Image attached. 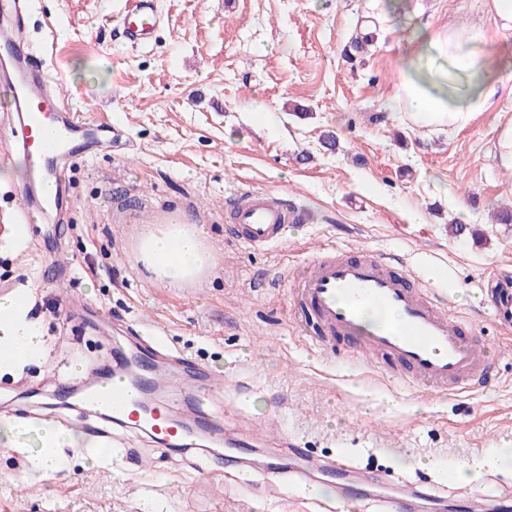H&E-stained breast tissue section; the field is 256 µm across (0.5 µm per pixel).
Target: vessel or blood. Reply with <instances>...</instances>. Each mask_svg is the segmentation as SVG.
I'll use <instances>...</instances> for the list:
<instances>
[{
	"label": "vessel or blood",
	"mask_w": 512,
	"mask_h": 512,
	"mask_svg": "<svg viewBox=\"0 0 512 512\" xmlns=\"http://www.w3.org/2000/svg\"><path fill=\"white\" fill-rule=\"evenodd\" d=\"M26 9L27 0H0V58L6 63L0 71V97L14 114L10 148L24 156L30 174L11 229L26 235L31 251L36 247L28 237L31 212H38L48 224L68 204L64 187L57 186L49 195L41 194V187L55 183L62 162L96 157L103 148L121 144L126 132L121 125L92 120L75 109L47 69L33 65L34 55H47L48 50L22 49L20 23ZM158 26L155 0H133L122 18V37L132 46L144 47ZM234 219L243 242L264 250L280 241L288 224L302 222L303 214L269 195L251 194L237 203ZM296 293L316 313L325 335L346 338L365 353L391 359L408 372V384L440 393L462 392L492 378L493 362L483 344L434 297L414 288L409 273L396 271L388 258L361 253L318 259L304 270ZM493 294L497 322L512 326V289L497 288ZM370 308L390 312L391 317L367 324L364 316ZM171 377L157 364L149 366L137 383L123 373L105 381L95 375L88 379L81 402L91 412L144 429L164 442L186 445L190 437L173 418L170 404L156 400L170 389ZM325 472L340 476L339 489L346 498L358 496L369 483L346 458L306 455L302 475ZM423 496L420 486H405L397 496L381 499L380 512H412Z\"/></svg>",
	"instance_id": "obj_1"
}]
</instances>
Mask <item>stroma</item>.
I'll list each match as a JSON object with an SVG mask.
<instances>
[{
	"mask_svg": "<svg viewBox=\"0 0 512 512\" xmlns=\"http://www.w3.org/2000/svg\"><path fill=\"white\" fill-rule=\"evenodd\" d=\"M126 0H36L22 37L55 33L48 68L74 104L126 128L129 153L65 166L68 207L36 230L40 258L0 238V296L31 284L45 360L0 376V417L41 410L90 431L98 418L57 404L62 387L111 364L114 343L140 351L132 323L159 329L181 354L175 386L222 377L209 417L225 440L193 465L133 428H115L111 460L66 448L64 471L42 479L32 449L0 447V512H303L311 485L338 512H379L375 495L336 502L335 481L266 487L270 466L345 452L390 483L480 465L475 489L449 484L424 512L470 492L512 495V329L494 319L488 280L512 285V180L495 143L512 95L466 126L415 124L397 98L400 59L420 25L488 24L483 0H158L162 25L144 47L116 30ZM363 50L348 55L355 37ZM336 138L335 148L323 143ZM296 202L263 251L241 242L225 212L244 191ZM421 223H412V215ZM201 227L215 268L200 286L155 282L135 251L145 224ZM363 248L397 259L469 322L495 361L490 385L435 394L398 379L389 362L355 366L344 340L320 346L295 293L320 251Z\"/></svg>",
	"mask_w": 512,
	"mask_h": 512,
	"instance_id": "obj_1",
	"label": "stroma"
}]
</instances>
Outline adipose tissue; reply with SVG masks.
Wrapping results in <instances>:
<instances>
[{"label":"adipose tissue","instance_id":"1","mask_svg":"<svg viewBox=\"0 0 512 512\" xmlns=\"http://www.w3.org/2000/svg\"><path fill=\"white\" fill-rule=\"evenodd\" d=\"M491 27L472 24L445 29L423 28L397 72L398 97L419 125H465L473 113L485 111L500 88L512 83V0H485ZM498 51H490L492 40ZM137 250L155 279L171 284L204 283L214 268L207 238L193 224L171 222L144 230ZM31 297H0V345L12 355L0 359V375L16 374L44 359L43 325L30 314ZM40 434L45 454L34 468L42 475L65 467L56 449L96 448L97 437L46 423Z\"/></svg>","mask_w":512,"mask_h":512}]
</instances>
